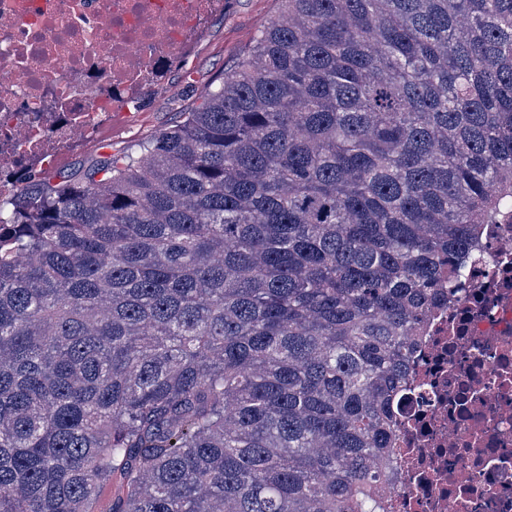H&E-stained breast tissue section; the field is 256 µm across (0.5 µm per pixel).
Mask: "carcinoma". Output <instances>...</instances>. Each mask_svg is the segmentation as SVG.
I'll return each instance as SVG.
<instances>
[{
  "mask_svg": "<svg viewBox=\"0 0 512 512\" xmlns=\"http://www.w3.org/2000/svg\"><path fill=\"white\" fill-rule=\"evenodd\" d=\"M281 4L182 125L0 189V512H374L512 222V0Z\"/></svg>",
  "mask_w": 512,
  "mask_h": 512,
  "instance_id": "cac0c4a2",
  "label": "carcinoma"
}]
</instances>
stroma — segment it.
<instances>
[{"instance_id":"stroma-1","label":"stroma","mask_w":512,"mask_h":512,"mask_svg":"<svg viewBox=\"0 0 512 512\" xmlns=\"http://www.w3.org/2000/svg\"><path fill=\"white\" fill-rule=\"evenodd\" d=\"M282 9L280 0H224L223 13L207 18L182 62L154 85L141 108L104 121L86 137L68 142L52 161L51 178L78 172L96 155L136 150L153 135L182 123L201 106L207 89L219 87L224 73L252 48L259 31Z\"/></svg>"}]
</instances>
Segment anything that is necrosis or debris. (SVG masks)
<instances>
[{
  "label": "necrosis or debris",
  "mask_w": 512,
  "mask_h": 512,
  "mask_svg": "<svg viewBox=\"0 0 512 512\" xmlns=\"http://www.w3.org/2000/svg\"><path fill=\"white\" fill-rule=\"evenodd\" d=\"M223 0H0V174L134 105ZM414 337L382 512H512V224Z\"/></svg>",
  "instance_id": "4bbe7bcc"
}]
</instances>
